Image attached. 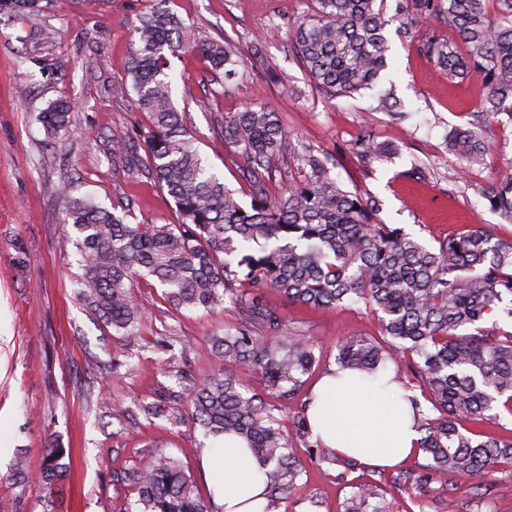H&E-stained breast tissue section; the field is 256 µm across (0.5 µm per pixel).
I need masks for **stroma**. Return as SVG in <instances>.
I'll list each match as a JSON object with an SVG mask.
<instances>
[{"mask_svg":"<svg viewBox=\"0 0 512 512\" xmlns=\"http://www.w3.org/2000/svg\"><path fill=\"white\" fill-rule=\"evenodd\" d=\"M148 0H39L35 9H0V512H127L135 498L120 475L164 451L181 457L208 495L200 430L179 413L148 417L141 405L159 394H185L213 372L208 338L236 322L233 312L203 315L172 309L161 288L140 282L143 318L134 337L113 335L77 299L82 273L77 233L64 222L59 193L128 209L130 223L168 224L175 205L146 172L113 163L108 138L129 139L136 152L149 119L131 96L117 90L127 75L133 27ZM174 13L206 40L231 37L240 48L245 78L228 82L191 53L169 59L173 99L199 151L225 184L249 205V183L233 148L224 144V117L262 104L276 112L293 142L337 160L333 176L345 188L381 202L384 223L400 224L433 240L464 225L486 224L512 235V224L491 212L481 196L494 169L512 158V127L494 126L493 148L473 167L449 154V130L477 111L475 79L446 78L416 46L391 37V66L376 88L355 97L329 98L310 80L288 45V25L310 12L312 0H172ZM57 31L46 40L45 29ZM395 88L404 114L378 111L380 90ZM73 102L68 129L48 135L39 112L55 101ZM370 129L380 142L398 144V156L360 161L356 140ZM288 326L312 340L322 364L291 398H270L275 415L292 423L326 369L334 367L347 336H374L379 321L364 304L314 309L267 292ZM122 403L125 415L112 414ZM62 446L72 467L61 504L48 502L39 482L46 449ZM302 466L296 486L274 512H339L357 482L380 486L392 512H474L473 479L449 475L423 489L396 483L414 471L413 459L392 467L357 470L319 460L293 438ZM24 459L25 482L13 465Z\"/></svg>","mask_w":512,"mask_h":512,"instance_id":"obj_1","label":"stroma"}]
</instances>
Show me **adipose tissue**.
<instances>
[{"instance_id": "obj_1", "label": "adipose tissue", "mask_w": 512, "mask_h": 512, "mask_svg": "<svg viewBox=\"0 0 512 512\" xmlns=\"http://www.w3.org/2000/svg\"><path fill=\"white\" fill-rule=\"evenodd\" d=\"M313 435L325 447L376 466H392L410 456L418 437L404 391L391 371L369 376L345 370L324 376L308 410ZM209 487L224 512H263L265 468L233 435L201 449Z\"/></svg>"}]
</instances>
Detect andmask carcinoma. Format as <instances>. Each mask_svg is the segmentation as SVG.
Wrapping results in <instances>:
<instances>
[{"label": "carcinoma", "instance_id": "1", "mask_svg": "<svg viewBox=\"0 0 512 512\" xmlns=\"http://www.w3.org/2000/svg\"><path fill=\"white\" fill-rule=\"evenodd\" d=\"M312 12L290 28V44L315 85L327 95L351 97L372 89L388 66L386 0H312ZM151 0L135 28L129 80L124 94L150 118L143 135L145 159L123 137L111 139L112 162L141 165L174 200L171 224H131L127 214L76 196L70 185L60 194L67 223L78 233L82 276L79 299L105 326L132 336L141 319L135 283L151 279L175 310L204 314L232 309L234 331L210 337L212 376L188 393V414L204 438L235 435L272 467L265 512L301 474L290 455L283 422L257 392L239 383L241 365L256 369L269 395L289 396L302 376L319 364L309 338L288 329L279 309L264 298L273 290L311 308L363 303L381 314L379 337L347 336L336 363L374 375L395 366L394 381L409 392L419 433L416 483L450 473L481 482L512 463V429L488 436L462 422L495 423L499 409L512 416V331L490 335L486 317L504 302L512 318V237L473 225L430 244L379 219V202L346 189L330 174L332 159L310 149L298 156L304 179L278 196L268 190L273 160L296 154L276 113L249 107L224 117V144L244 158L252 200L244 207L235 192L205 164L195 139L174 106L167 55L200 54L224 78L239 75L237 48L200 39L168 7ZM497 4L491 11V4ZM416 14L442 19L465 47L437 34L418 43L448 77L476 79L480 110L448 135L447 150L472 167L483 164L493 123L512 125V0H411ZM72 104L59 101L38 116L50 133L66 128ZM362 153L388 160L395 148L376 141L367 129L358 139ZM491 211L512 224V159L495 171L482 191ZM421 390V397L412 394ZM170 393L142 405L149 417L174 410ZM61 447L46 449L40 473L53 499L64 486L70 464ZM134 487V512H223L199 494L180 460L153 455L124 473ZM343 512H390L373 483L353 486Z\"/></svg>", "mask_w": 512, "mask_h": 512}]
</instances>
